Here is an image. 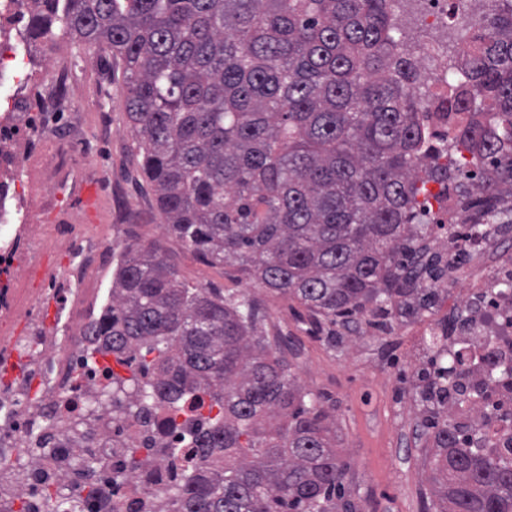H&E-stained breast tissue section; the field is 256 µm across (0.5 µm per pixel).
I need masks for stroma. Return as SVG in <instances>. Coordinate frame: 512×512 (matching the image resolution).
Segmentation results:
<instances>
[{"label":"stroma","mask_w":512,"mask_h":512,"mask_svg":"<svg viewBox=\"0 0 512 512\" xmlns=\"http://www.w3.org/2000/svg\"><path fill=\"white\" fill-rule=\"evenodd\" d=\"M50 61L70 69L68 92L84 103L79 111L63 114L60 126L76 125L85 131L86 144L75 152L89 156L99 174L94 202L70 205L73 223L111 224V214L124 212V222L111 224L115 249L137 239H158L188 282L248 289V282L233 268L207 265L179 243L162 238L154 195L134 162L137 148L126 115L119 57L62 39L52 47L31 45L20 78L12 77L11 61L0 62V85L8 96L0 103V117L15 127L21 145H31L27 128L41 108L34 88ZM267 313L268 329L281 334V348L300 384L321 394L336 420L346 485L359 512H426L430 502L418 495L428 486L425 440L412 428L422 401L412 391L409 360L391 354L402 323H394L386 335L343 330L330 347L315 337L301 307L281 301L268 306Z\"/></svg>","instance_id":"1"}]
</instances>
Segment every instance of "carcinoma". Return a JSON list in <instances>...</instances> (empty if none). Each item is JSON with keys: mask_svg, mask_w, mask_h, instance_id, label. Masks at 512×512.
<instances>
[{"mask_svg": "<svg viewBox=\"0 0 512 512\" xmlns=\"http://www.w3.org/2000/svg\"><path fill=\"white\" fill-rule=\"evenodd\" d=\"M395 0H30L24 31L118 55L137 160L163 233L212 266L334 327L387 330L432 306L447 266L424 244L435 182L450 224H512V0H470L448 89L421 104L423 58ZM448 116L434 133L425 114ZM482 169L475 187L462 164ZM112 301L84 335L112 354V418L169 414L149 454L194 463L146 512H357L320 395L301 385L249 292L192 285L154 241L112 267ZM428 389L448 393L445 352ZM435 512H512V447L460 445L426 425ZM74 467L85 499L46 488L50 512H94L103 462Z\"/></svg>", "mask_w": 512, "mask_h": 512, "instance_id": "1", "label": "carcinoma"}]
</instances>
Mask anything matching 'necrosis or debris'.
Masks as SVG:
<instances>
[{
    "label": "necrosis or debris",
    "mask_w": 512,
    "mask_h": 512,
    "mask_svg": "<svg viewBox=\"0 0 512 512\" xmlns=\"http://www.w3.org/2000/svg\"><path fill=\"white\" fill-rule=\"evenodd\" d=\"M27 0H0V51L8 53L14 69H22L28 45L22 37L6 38L4 30L23 14ZM86 162H78L66 143L56 144L44 160L42 184L54 193L62 182L77 176H94ZM32 252L50 244L66 248L68 264L61 266L48 287H37V277L17 256L6 259L13 269L8 288L0 293V364L12 363L11 378L0 376V463L21 467L22 484L11 505L13 512H48L42 495L44 483L63 486L77 498L81 486L68 474L79 454L101 456L106 470L123 469L125 481L114 486L103 481L101 501L106 512H129L132 501L161 493L171 471L170 463L127 466L112 456L114 443L146 447V435L136 419L113 421L111 409L89 419L78 436L59 435L55 450L46 455L30 451L34 437L49 422L90 408L111 397L112 374L108 358L97 353L82 329L110 289L103 274L112 266L111 235H89L80 224L22 225ZM453 245L465 247L466 262L448 263L449 286H461L460 296L448 299L449 319L466 316L467 326L449 327L448 354L462 356L458 388L449 390L443 405L448 419L464 434L483 438L487 447L512 444V377L490 379L488 363L512 361V254L499 251L493 236L454 234ZM60 306L59 322L52 336H19L13 319L22 313L37 314L46 297Z\"/></svg>",
    "instance_id": "necrosis-or-debris-1"
}]
</instances>
